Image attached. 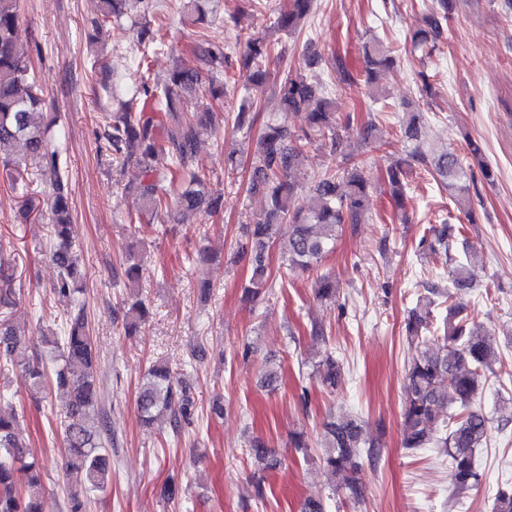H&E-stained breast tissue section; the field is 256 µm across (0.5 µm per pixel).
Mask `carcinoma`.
<instances>
[{
  "label": "carcinoma",
  "mask_w": 512,
  "mask_h": 512,
  "mask_svg": "<svg viewBox=\"0 0 512 512\" xmlns=\"http://www.w3.org/2000/svg\"><path fill=\"white\" fill-rule=\"evenodd\" d=\"M456 0H432L424 17V27L412 36L416 49L432 52L438 49L444 26L454 10ZM315 0H290V7L274 19L277 28L295 32L313 13ZM19 0H0V165L14 183H26L27 166L11 158L7 149L19 145L23 157L38 161L54 175L50 208V233L56 240L51 260L58 269L52 291L75 296L83 293L85 273L80 256L72 242V213L68 189L59 175L58 150L50 149L45 132L34 126L31 114L43 102L42 88L27 61V51L16 38ZM199 61L196 69L173 67L169 82L151 86L141 81L137 93L127 102L125 111L112 113L104 126L103 146L99 155L112 165L133 164L135 174L125 189L135 195L136 213H128L127 221L136 224L143 214L169 204L171 187L180 182L177 207L185 214L205 208L219 211L224 207V194L214 190L210 182L196 171V148L200 136L207 131L208 115L194 123L176 111V104L198 96L202 86L213 98L224 96L225 80L234 70L232 57L224 45L206 39L195 44ZM366 64L365 84L371 95L379 92L380 73L393 66L391 51L377 41L363 46ZM271 54L270 46L261 38H250L240 56L239 71L249 89L258 90L266 82L264 64ZM337 86L320 88L301 74H288L280 83L279 94L287 112L307 111L306 127L291 132L281 124L271 123L251 144L252 182L250 191L268 198L264 212L249 224L242 225L246 242L234 254V262L251 265L252 275L245 286L253 296L269 288L265 253L274 228L283 222L292 224L288 241V268H314L333 250L339 233L346 224H361L366 213L369 181L366 160L343 149L340 130L350 122L336 119L335 98L338 91L358 86L354 74L341 57H336ZM424 123L414 115L403 127L404 137L415 142L409 158L425 165L433 163L436 177L459 202L469 199L467 172L463 158L453 150L428 158L422 139ZM326 142L341 160L334 169L315 176L310 186L299 181L306 149ZM169 157L167 170L153 166L157 155ZM403 161L388 171L391 197L396 206L404 205ZM448 225L432 229V239H421L419 248L433 252L448 248ZM114 278L124 281L129 289V307L124 329L128 334L145 321L148 309L139 292V263L135 252L128 253ZM13 275L0 261V288L3 305H13ZM454 291H443L436 285L426 288L417 298L405 325L406 338L416 350L406 368L408 397L402 410V447L418 451L438 448L450 459V476L458 489L478 486L480 473L476 452L487 441L490 421L476 408L478 391L486 373L493 371L498 350L487 336L467 331L464 307L456 302L455 292L472 288V279L463 264H457L450 275ZM316 296L329 303L338 301L339 284L329 275L315 283ZM448 299V314L443 318V334L429 335L431 314L437 306L435 297ZM57 349L54 362L46 366L39 358L28 363L29 376L37 385L56 389L63 398L61 411L55 413L63 428L66 468L83 473V485L67 492V512H86L91 497L105 492L112 484L111 404L106 387L94 374L95 348L84 303L75 300L74 310L62 321L61 335L54 338ZM25 345V337L14 322L0 315V357L10 360ZM320 382L334 388L341 377V367L331 355L319 363ZM137 408L148 424L169 419L174 432L190 423L195 410L186 387L174 380L168 365L156 363L144 376L137 397ZM25 439L19 432L14 412L0 408V512H46L45 496L37 474V465L24 461ZM318 460L338 484L333 492L342 494L355 504L364 501L360 474L365 466H377L382 457L378 439H367L358 417L342 414L330 416L322 424ZM248 454L255 470H273L278 460L267 444L253 439ZM492 512H512V487L499 488L492 499Z\"/></svg>",
  "instance_id": "obj_1"
}]
</instances>
